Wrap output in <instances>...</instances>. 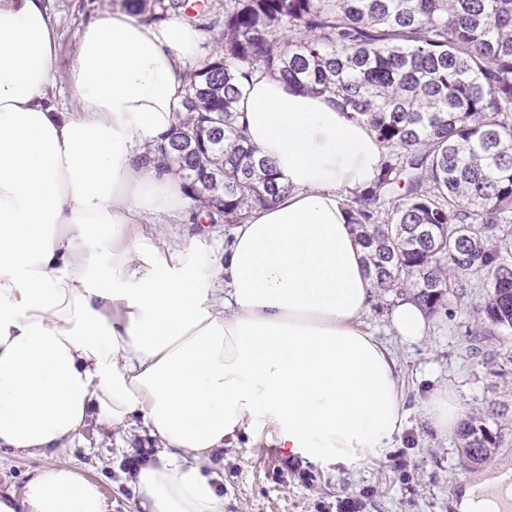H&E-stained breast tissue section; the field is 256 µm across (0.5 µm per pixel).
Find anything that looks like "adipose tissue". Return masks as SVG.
I'll return each instance as SVG.
<instances>
[{"label": "adipose tissue", "instance_id": "obj_1", "mask_svg": "<svg viewBox=\"0 0 512 512\" xmlns=\"http://www.w3.org/2000/svg\"><path fill=\"white\" fill-rule=\"evenodd\" d=\"M202 43L179 18L93 19L66 78L78 109L61 112L45 0H0V447L51 460L22 494L0 493V512H105L98 484L58 459L91 416L141 418L162 445L131 477L134 512H224L213 456L239 432L328 468L386 460L403 431L398 360L362 322L376 287L346 206L383 162L366 123L255 74L237 121L287 192L222 252L138 232L196 213L182 180L141 156L170 132ZM388 319L401 344L431 335L412 295ZM422 412L447 437L468 415L448 383ZM511 499L503 472L457 509Z\"/></svg>", "mask_w": 512, "mask_h": 512}]
</instances>
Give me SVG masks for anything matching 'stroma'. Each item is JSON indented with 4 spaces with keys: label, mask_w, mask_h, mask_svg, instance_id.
<instances>
[{
    "label": "stroma",
    "mask_w": 512,
    "mask_h": 512,
    "mask_svg": "<svg viewBox=\"0 0 512 512\" xmlns=\"http://www.w3.org/2000/svg\"><path fill=\"white\" fill-rule=\"evenodd\" d=\"M47 6L58 34L56 102L62 111L72 112L77 103L64 77L76 57L78 31L112 11L114 2L47 0ZM145 231L171 245L189 234H201L220 244L231 227L166 219L146 225ZM395 297V292L378 291L364 317L366 326L394 348L408 410L401 439L387 460L327 470L289 458L268 437L228 436L215 455L224 512H340L347 499L355 512H456L453 501L464 481L502 466L512 468V338L489 336L475 343L468 334L470 310L451 293L433 314L435 329L430 340L411 348L399 345L387 321ZM429 373L452 383L470 413L489 417L501 426L503 442L484 463H468L460 437L437 435L425 421L422 402ZM158 448V441L145 433L140 419L111 428L92 417L60 458L100 485L106 512H134L131 470L140 460L155 457ZM49 463V458L40 455L1 449L0 492L22 494L30 474Z\"/></svg>",
    "instance_id": "35a3bbf8"
}]
</instances>
